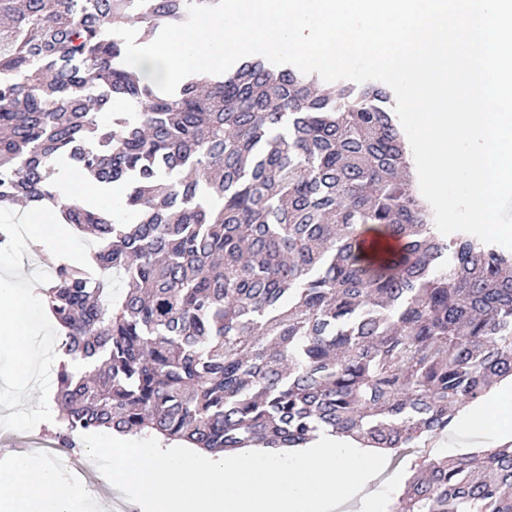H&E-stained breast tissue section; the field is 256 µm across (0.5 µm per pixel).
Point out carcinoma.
I'll return each instance as SVG.
<instances>
[{"label":"carcinoma","mask_w":512,"mask_h":512,"mask_svg":"<svg viewBox=\"0 0 512 512\" xmlns=\"http://www.w3.org/2000/svg\"><path fill=\"white\" fill-rule=\"evenodd\" d=\"M135 2L0 0V206L51 205L96 242L44 285L81 366L56 373L62 443L216 454L328 430L424 449L388 512H512V443L428 451L512 376V251L431 224L384 88L255 59L164 94L108 29L151 40L190 0ZM115 102L133 111L104 129ZM51 165L121 183L132 221L63 200Z\"/></svg>","instance_id":"carcinoma-1"}]
</instances>
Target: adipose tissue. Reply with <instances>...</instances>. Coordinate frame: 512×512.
Wrapping results in <instances>:
<instances>
[{"mask_svg": "<svg viewBox=\"0 0 512 512\" xmlns=\"http://www.w3.org/2000/svg\"><path fill=\"white\" fill-rule=\"evenodd\" d=\"M25 245L52 263L69 255L70 237L57 224L52 211L27 209ZM39 295L32 288L0 289V349L13 357L12 377L20 389H27L36 374L29 347L28 313ZM495 431L512 439V380L492 391L484 405L468 407L460 413L456 432L477 437ZM77 496L71 486L58 478L55 469L37 458L26 457L0 468V512H76Z\"/></svg>", "mask_w": 512, "mask_h": 512, "instance_id": "obj_1", "label": "adipose tissue"}]
</instances>
